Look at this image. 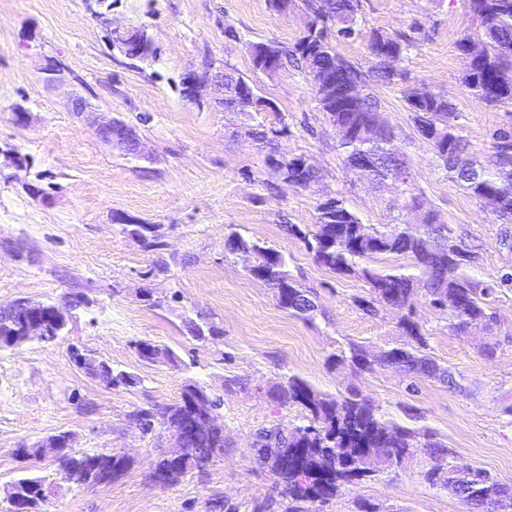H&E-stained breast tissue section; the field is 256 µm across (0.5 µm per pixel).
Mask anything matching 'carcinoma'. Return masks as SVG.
<instances>
[{
	"label": "carcinoma",
	"instance_id": "carcinoma-1",
	"mask_svg": "<svg viewBox=\"0 0 512 512\" xmlns=\"http://www.w3.org/2000/svg\"><path fill=\"white\" fill-rule=\"evenodd\" d=\"M302 5L305 13L316 20V30L290 45L262 43L260 47L275 56L281 68L291 64L302 68L310 78L336 83L341 90L357 89L356 96H341L336 106L327 108L329 112H336V121L346 126L336 132V148L347 167L356 166L366 157L373 158L376 178L385 181L397 168L406 167V162L393 147L391 131L386 127L375 130L369 125L377 104L364 92V74L340 55L334 45L336 41L362 34L356 20L358 0H302ZM470 7L482 26L484 56L474 72L464 75L463 83L473 96L489 104L512 103V0H470ZM132 38L146 46L142 57L154 53L152 41L142 29L133 28L116 36L115 40ZM370 40L377 58L383 52L399 60L407 48V41L399 35L372 33ZM396 75L395 65L378 62L370 78L388 83ZM241 81L240 76L224 74V110L244 111L227 95V91ZM406 103L419 133L432 145L455 181L475 199L495 197L501 213L512 215V180L501 178L497 169L487 170L464 158L467 143L456 132L457 112L453 104L423 86L410 89ZM493 149L499 166L511 162L512 132L496 133ZM293 174L298 176L302 190L308 184L315 185L319 178L317 171L307 168L299 172L293 169L275 172L279 178ZM316 210L314 229L304 231L297 224H288L286 229L302 240L318 264L340 274L353 272L381 299L396 301L402 306L410 304L420 292L432 301L445 299L452 303L454 328L460 332L473 323L490 319L487 297L494 287L483 285L468 274L470 263L462 258L464 249L456 243L447 226L427 224L417 231L408 224L381 227L364 224L344 199L337 196L318 204ZM129 233L146 250L160 246L159 236L143 224L133 225ZM225 244L232 253L255 256L256 266L265 272L266 283L274 290L279 306L289 315L307 321L315 318L314 307L293 302L294 280L288 270V260L280 252L261 246L236 231L227 235ZM378 254L407 257L409 270L378 271L362 265V261ZM187 328L198 339L218 335V328L207 322L190 319ZM402 328L408 341L385 351L380 362L406 375L453 382L449 369L425 353L426 338L417 325L405 320ZM100 379L109 387L134 383L131 375L121 371L104 373ZM276 398L283 404L300 405L309 411L305 425L292 429L274 426L260 431V446L255 449L257 460L276 477L277 496L289 501L288 512H311L310 504L335 496L341 486L353 481L351 465L360 456L374 459V464L366 471V476L373 477L401 466L417 454L427 458V468L421 472L423 480L461 499L470 512H507L512 508L511 485H504L477 469L473 485L461 488L451 474L447 448L430 432L383 419L371 404L356 394L341 400L320 397L304 379L291 375L277 390ZM191 413L182 398L163 406L140 407L132 412L130 419L153 430L157 424L168 427L182 424ZM202 447L206 448V453L184 457L178 462L161 456L155 465V476L172 485L193 470H205L224 454V437L214 436ZM21 453L35 459L53 457L68 479L81 485H106L108 481L101 478L102 472L110 469L115 477L125 468V461L112 454L76 455L68 448L51 454L42 448H23ZM14 485L20 490L19 504L29 506V512H40L39 504L44 497L41 480L28 476L18 479Z\"/></svg>",
	"mask_w": 512,
	"mask_h": 512
}]
</instances>
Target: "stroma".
Segmentation results:
<instances>
[{"instance_id":"35a3bbf8","label":"stroma","mask_w":512,"mask_h":512,"mask_svg":"<svg viewBox=\"0 0 512 512\" xmlns=\"http://www.w3.org/2000/svg\"><path fill=\"white\" fill-rule=\"evenodd\" d=\"M108 2L99 15L86 0H0V306L20 297L86 299L61 340L0 349V512L8 486L26 474L44 477L50 512H286L251 446L262 427L304 423L303 407L271 396L291 375L317 394L354 393L385 419L428 429L454 465L512 485V288L498 285L512 271V251L499 245L492 206L452 179L405 103L416 86L448 98L470 156L496 167L493 135L512 129V105L488 104L462 83L467 62L456 39L480 30L468 0H361L362 36L337 44L367 74L375 65L368 32L408 40L401 78L368 87L411 172L408 182L382 185L345 166L303 70L253 66L251 44L302 36L299 0L282 13L270 0ZM132 27L151 37L155 60L113 47L112 30ZM53 68L61 80H50ZM191 70L240 76L275 109L225 111L211 82L199 99H185ZM77 94L88 111H73ZM110 119L136 129L144 158L99 138L98 125ZM258 125L276 136L264 144L247 138L245 129ZM15 149L27 158L24 168L7 157ZM272 154L306 156L318 184L283 183L267 165ZM327 195L344 198L367 224L446 225L473 255L472 277L494 288L492 319L460 333L447 308L422 297L409 307L387 304L363 279L315 263L284 227H311ZM128 219L157 225L160 248L142 249L126 231ZM231 226L287 256L300 288L317 295L313 322L279 307L273 290L250 275L251 257L225 251ZM160 264L166 274L156 273ZM189 316L214 323L218 335L191 336ZM406 318L423 330L427 353L450 368L453 384L377 364L404 342ZM145 341L171 350L175 362L143 361L137 346ZM354 345L372 357L370 368L351 363ZM75 348L134 375L135 385L110 388L85 374L72 359ZM190 384L220 403L224 453L166 486L153 465L170 446V429L141 433L129 415L179 401ZM60 432L72 434L73 452L124 455V471L87 487L66 479L53 459L20 454L22 445ZM419 470L413 459L352 482L315 510L468 512Z\"/></svg>"}]
</instances>
